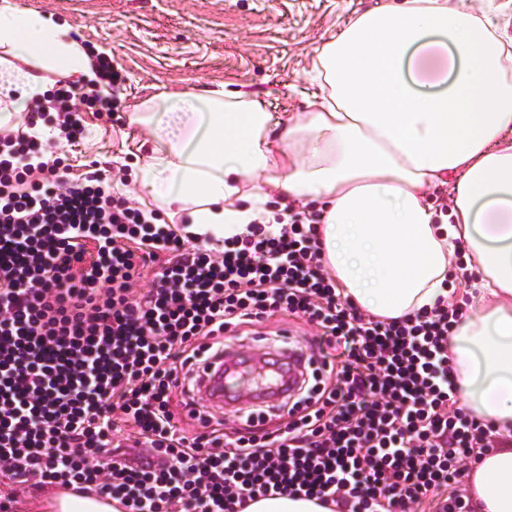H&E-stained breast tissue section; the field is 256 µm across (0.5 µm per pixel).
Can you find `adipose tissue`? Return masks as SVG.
<instances>
[{
  "mask_svg": "<svg viewBox=\"0 0 512 512\" xmlns=\"http://www.w3.org/2000/svg\"><path fill=\"white\" fill-rule=\"evenodd\" d=\"M0 127L47 88L28 62L97 81L94 60L53 15L0 0ZM512 41L448 0H382L323 42L321 100L281 122L247 92L163 93L129 115L150 153L145 194L214 241L272 218L271 201L318 203L322 254L344 295L400 318L447 296L455 240L482 273L481 303L449 354L461 403L512 429ZM455 179L450 213L424 185ZM476 512H512V448L471 477Z\"/></svg>",
  "mask_w": 512,
  "mask_h": 512,
  "instance_id": "1",
  "label": "adipose tissue"
}]
</instances>
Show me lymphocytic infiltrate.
<instances>
[{
  "instance_id": "obj_1",
  "label": "lymphocytic infiltrate",
  "mask_w": 512,
  "mask_h": 512,
  "mask_svg": "<svg viewBox=\"0 0 512 512\" xmlns=\"http://www.w3.org/2000/svg\"><path fill=\"white\" fill-rule=\"evenodd\" d=\"M97 65L112 96L62 82L27 106L28 127L54 113L70 142L84 113L118 110L124 78ZM158 218L99 172L71 178L26 130L0 129V512L50 487L122 512H245L273 495L335 512H468L459 484L500 433L457 403L448 342L462 306L360 313L293 206L278 231L254 223L219 249ZM278 314L319 331L296 339L308 378L225 432L194 403L199 370L223 357L226 331ZM179 408L199 432L177 426ZM128 442L140 460L120 457Z\"/></svg>"
}]
</instances>
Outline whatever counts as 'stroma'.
<instances>
[{"instance_id": "1", "label": "stroma", "mask_w": 512, "mask_h": 512, "mask_svg": "<svg viewBox=\"0 0 512 512\" xmlns=\"http://www.w3.org/2000/svg\"><path fill=\"white\" fill-rule=\"evenodd\" d=\"M51 13L125 78L112 118L87 116L82 140L62 146L72 177L98 162L114 196L140 198L131 171L149 153L128 121L163 92L226 85L294 118L319 94L308 73L323 41L381 0H12Z\"/></svg>"}]
</instances>
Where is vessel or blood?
<instances>
[{"instance_id": "b4317fda", "label": "vessel or blood", "mask_w": 512, "mask_h": 512, "mask_svg": "<svg viewBox=\"0 0 512 512\" xmlns=\"http://www.w3.org/2000/svg\"><path fill=\"white\" fill-rule=\"evenodd\" d=\"M267 363L273 366V375L258 381L249 397L245 398L241 395L236 374L252 367V357L232 353L212 362L198 383L204 402L219 410L233 412L246 402L257 404L281 400L293 391L305 370L306 358L303 353L291 348L274 352Z\"/></svg>"}]
</instances>
